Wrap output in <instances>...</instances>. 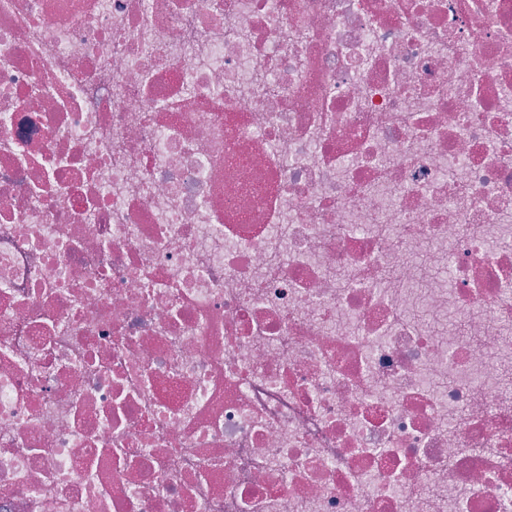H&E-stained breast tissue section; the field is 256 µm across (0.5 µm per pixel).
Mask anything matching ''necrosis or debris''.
Listing matches in <instances>:
<instances>
[{
	"mask_svg": "<svg viewBox=\"0 0 512 512\" xmlns=\"http://www.w3.org/2000/svg\"><path fill=\"white\" fill-rule=\"evenodd\" d=\"M0 512H512V0H0Z\"/></svg>",
	"mask_w": 512,
	"mask_h": 512,
	"instance_id": "4bbe7bcc",
	"label": "necrosis or debris"
}]
</instances>
